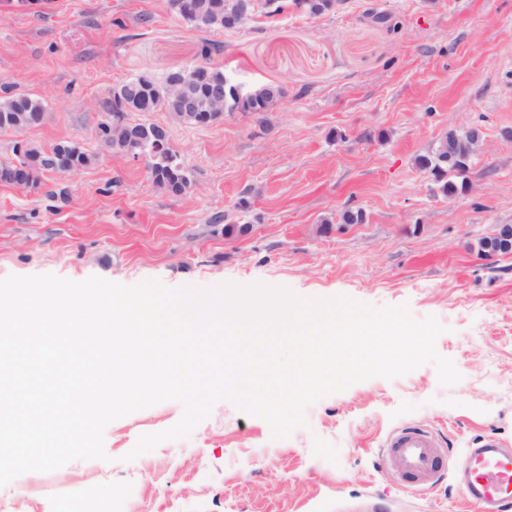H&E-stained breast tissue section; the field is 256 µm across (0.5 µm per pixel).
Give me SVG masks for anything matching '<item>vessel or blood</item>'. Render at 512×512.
<instances>
[{"label":"vessel or blood","instance_id":"b4317fda","mask_svg":"<svg viewBox=\"0 0 512 512\" xmlns=\"http://www.w3.org/2000/svg\"><path fill=\"white\" fill-rule=\"evenodd\" d=\"M448 451L438 436L419 428L394 430L383 444L382 462L407 487H434L448 471ZM465 495L477 512H512V450L493 435L466 449Z\"/></svg>","mask_w":512,"mask_h":512}]
</instances>
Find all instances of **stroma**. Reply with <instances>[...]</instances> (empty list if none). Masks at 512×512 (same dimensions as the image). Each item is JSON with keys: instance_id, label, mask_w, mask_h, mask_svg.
I'll return each mask as SVG.
<instances>
[{"instance_id": "1", "label": "stroma", "mask_w": 512, "mask_h": 512, "mask_svg": "<svg viewBox=\"0 0 512 512\" xmlns=\"http://www.w3.org/2000/svg\"><path fill=\"white\" fill-rule=\"evenodd\" d=\"M202 62L286 94L271 111L205 127L126 113L169 127L193 176L175 196L144 160L100 149L97 127L116 85ZM1 87L47 109L38 126L0 131V164L15 144L64 139L98 157L43 173L34 189L0 182V279L261 283L405 303L443 325L436 350L461 379L441 385L426 364L355 383L310 405L307 427L281 440L221 401L190 437L127 460L141 435L180 420L181 403L164 401L111 422L106 459L0 487V512H475L455 475L408 490L380 456L399 427L433 430L455 463L487 433L512 445V255L473 249L512 224V0H341L319 17L290 8L204 33L166 0H0ZM471 124L484 138L469 189L444 194L415 159ZM347 210L363 223L343 225ZM228 224L250 230L228 235Z\"/></svg>"}]
</instances>
